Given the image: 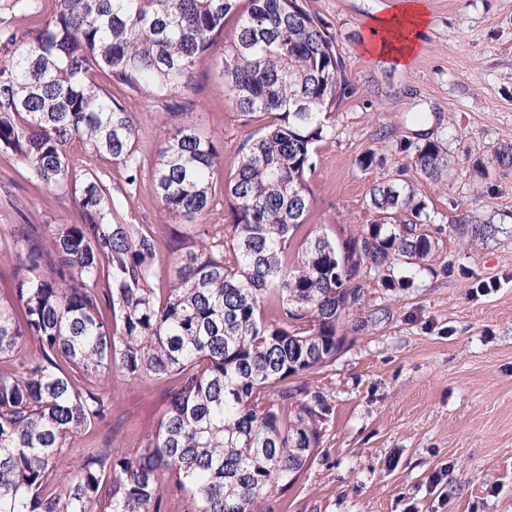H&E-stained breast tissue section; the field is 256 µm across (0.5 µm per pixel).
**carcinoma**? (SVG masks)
Instances as JSON below:
<instances>
[{
	"label": "carcinoma",
	"mask_w": 512,
	"mask_h": 512,
	"mask_svg": "<svg viewBox=\"0 0 512 512\" xmlns=\"http://www.w3.org/2000/svg\"><path fill=\"white\" fill-rule=\"evenodd\" d=\"M219 43L216 69L243 124L273 121L237 146L224 183L234 222L196 225L161 290L152 231L118 221L107 185L74 174L69 155H106L135 188L138 125L99 76L164 99ZM342 71L304 0H56L22 34L0 30V152L47 191L72 193L81 214L0 233L16 261L0 295V512H168L161 471L175 477L183 512H260L294 485L330 412L307 376L345 347L342 316L360 308L367 278L414 287L416 273L398 265L421 269L435 250L428 204L392 179L369 191L377 219L306 235L286 265ZM413 158L428 178L450 167L434 140ZM220 165L194 124L170 131L153 165L162 209L205 217ZM116 370L177 381L144 451L87 448L76 471L58 473L70 441L111 415L105 383Z\"/></svg>",
	"instance_id": "carcinoma-1"
}]
</instances>
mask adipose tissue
Segmentation results:
<instances>
[{
	"instance_id": "adipose-tissue-1",
	"label": "adipose tissue",
	"mask_w": 512,
	"mask_h": 512,
	"mask_svg": "<svg viewBox=\"0 0 512 512\" xmlns=\"http://www.w3.org/2000/svg\"><path fill=\"white\" fill-rule=\"evenodd\" d=\"M427 0H394L385 14L372 17L361 52L370 59L409 67L427 19Z\"/></svg>"
}]
</instances>
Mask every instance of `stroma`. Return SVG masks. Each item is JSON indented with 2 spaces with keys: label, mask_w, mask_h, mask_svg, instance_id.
<instances>
[{
  "label": "stroma",
  "mask_w": 512,
  "mask_h": 512,
  "mask_svg": "<svg viewBox=\"0 0 512 512\" xmlns=\"http://www.w3.org/2000/svg\"><path fill=\"white\" fill-rule=\"evenodd\" d=\"M390 0H305L333 37L347 79L336 127L319 142L307 174L303 232L371 223L369 189L398 178L433 217L436 249L415 287L363 288L347 318L344 349L309 377L330 407L316 456L295 485L270 499L273 512H512V0H428L420 52L406 69L360 52L372 15ZM215 56L195 68L182 93L190 119L221 155L211 224L233 221L224 201L238 143L247 134ZM108 90L141 130L136 189L109 157L75 149L77 173L105 176L119 215L154 232L170 254L193 226L166 215L151 167L182 114L119 83ZM438 141L453 161L442 180L425 177L412 145ZM374 150L377 163L358 160ZM497 227L494 237L456 231L459 220ZM71 197L46 193L17 158L0 153V231L15 224H76ZM493 282L489 293L480 282ZM382 318H371L374 309ZM106 425L72 440L58 466L73 471L84 448L112 444L136 456L169 401V383L113 372Z\"/></svg>",
  "instance_id": "stroma-1"
}]
</instances>
